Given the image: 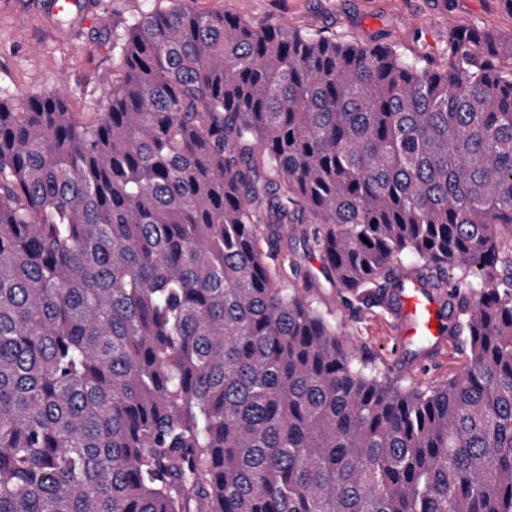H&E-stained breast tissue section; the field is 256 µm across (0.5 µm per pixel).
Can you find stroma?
Returning a JSON list of instances; mask_svg holds the SVG:
<instances>
[{
    "instance_id": "stroma-1",
    "label": "stroma",
    "mask_w": 512,
    "mask_h": 512,
    "mask_svg": "<svg viewBox=\"0 0 512 512\" xmlns=\"http://www.w3.org/2000/svg\"><path fill=\"white\" fill-rule=\"evenodd\" d=\"M202 14L224 13L257 24L283 23L298 30L358 43L383 39L407 56L441 58L449 26L479 25L512 40V13L499 0H185ZM171 0H77L66 22L45 8V0H0V87L22 99L57 91L80 121L103 111L112 76L122 66L112 32L140 10L168 9ZM292 224L282 235L262 233L283 279L306 274L302 292L328 311L354 352L375 363L392 380L409 384L389 354L387 308L348 304L325 275L319 252Z\"/></svg>"
}]
</instances>
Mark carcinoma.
Here are the masks:
<instances>
[{
	"label": "carcinoma",
	"mask_w": 512,
	"mask_h": 512,
	"mask_svg": "<svg viewBox=\"0 0 512 512\" xmlns=\"http://www.w3.org/2000/svg\"><path fill=\"white\" fill-rule=\"evenodd\" d=\"M173 3L112 37L91 124L0 89V512H512V44ZM263 224L309 225L349 303L459 270L464 370L357 358Z\"/></svg>",
	"instance_id": "carcinoma-1"
}]
</instances>
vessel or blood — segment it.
Here are the masks:
<instances>
[{
    "instance_id": "obj_1",
    "label": "vessel or blood",
    "mask_w": 512,
    "mask_h": 512,
    "mask_svg": "<svg viewBox=\"0 0 512 512\" xmlns=\"http://www.w3.org/2000/svg\"><path fill=\"white\" fill-rule=\"evenodd\" d=\"M446 302V296L435 294L415 277L403 278L401 287L393 289L389 334L409 375L423 374L450 341Z\"/></svg>"
}]
</instances>
